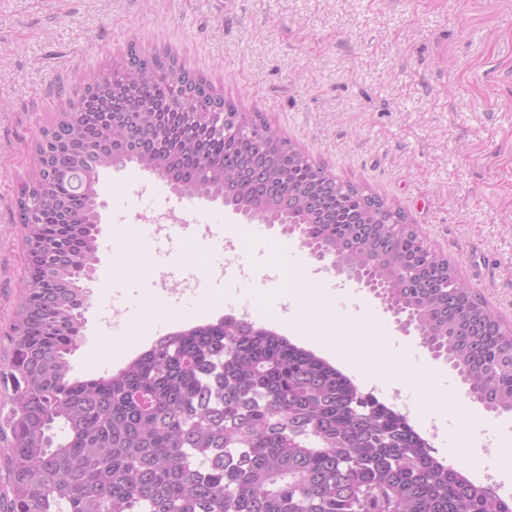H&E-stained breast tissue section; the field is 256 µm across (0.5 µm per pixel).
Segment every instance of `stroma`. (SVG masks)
Wrapping results in <instances>:
<instances>
[{"label":"stroma","mask_w":512,"mask_h":512,"mask_svg":"<svg viewBox=\"0 0 512 512\" xmlns=\"http://www.w3.org/2000/svg\"><path fill=\"white\" fill-rule=\"evenodd\" d=\"M133 41L171 49L312 161L405 211L512 327V0H0V361L10 352L25 273L16 190L35 165L43 129L84 72L105 68ZM99 194L105 240L122 217L167 210L176 198L135 163L101 173ZM215 212L222 219L214 259L244 265L262 287L267 264L243 247V220L219 201L201 209L206 220ZM98 257L84 337L70 358L76 377L115 372L150 347L156 309L196 273L189 252L172 241L155 259L131 242ZM118 271L126 278L116 285ZM223 289L213 281L190 297L170 330L223 318L210 302ZM117 292L139 307L120 347L107 351L102 316ZM333 327L341 343L374 337L353 378L361 391L388 405L397 393L422 405L414 427L438 458H459L474 482L492 471L512 500V468L503 463L512 446L490 447L480 437L512 433L511 414L465 398L445 359H416L417 332L401 328L371 294ZM401 363L408 373L392 383Z\"/></svg>","instance_id":"obj_1"}]
</instances>
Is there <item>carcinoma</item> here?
Wrapping results in <instances>:
<instances>
[{"instance_id": "1", "label": "carcinoma", "mask_w": 512, "mask_h": 512, "mask_svg": "<svg viewBox=\"0 0 512 512\" xmlns=\"http://www.w3.org/2000/svg\"><path fill=\"white\" fill-rule=\"evenodd\" d=\"M103 82L86 76L69 117L43 132L20 204L26 272L0 366L7 512H512V502L431 454L408 418L278 333L221 319L158 339L107 377L75 379L82 280L97 254L93 209L104 154L190 198L221 196L251 218L288 216L305 245L357 269L423 344L461 372L470 398L512 412V329L382 198L296 159L192 123L171 85L229 121L238 108L168 53L130 44ZM148 96L132 123L105 103ZM78 181H56L66 166Z\"/></svg>"}]
</instances>
